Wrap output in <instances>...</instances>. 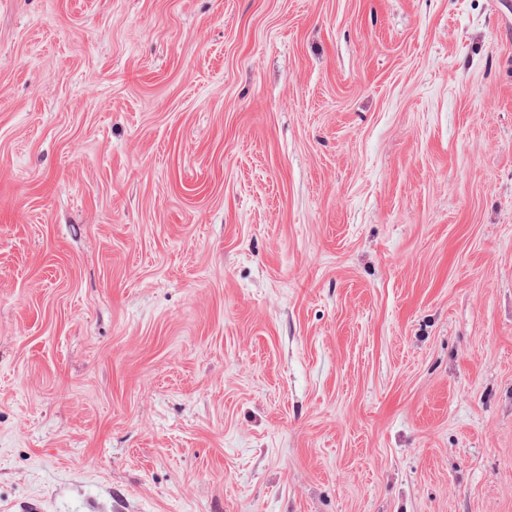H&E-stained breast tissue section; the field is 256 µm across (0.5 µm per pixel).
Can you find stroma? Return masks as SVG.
<instances>
[{"instance_id":"stroma-1","label":"stroma","mask_w":512,"mask_h":512,"mask_svg":"<svg viewBox=\"0 0 512 512\" xmlns=\"http://www.w3.org/2000/svg\"><path fill=\"white\" fill-rule=\"evenodd\" d=\"M0 512H512V0H0Z\"/></svg>"}]
</instances>
